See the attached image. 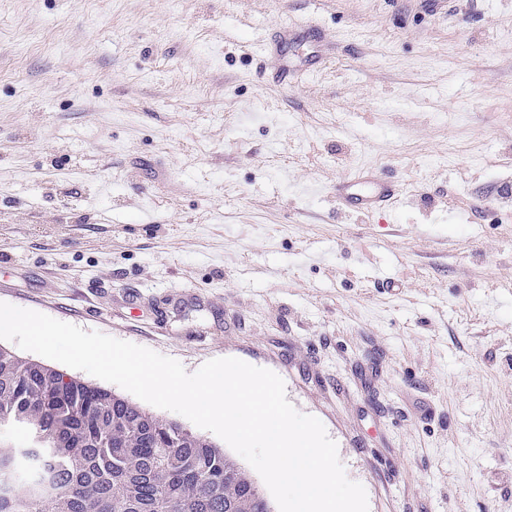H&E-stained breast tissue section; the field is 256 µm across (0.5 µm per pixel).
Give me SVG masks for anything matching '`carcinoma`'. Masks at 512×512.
<instances>
[{"mask_svg": "<svg viewBox=\"0 0 512 512\" xmlns=\"http://www.w3.org/2000/svg\"><path fill=\"white\" fill-rule=\"evenodd\" d=\"M0 512H274L223 446L0 347Z\"/></svg>", "mask_w": 512, "mask_h": 512, "instance_id": "carcinoma-1", "label": "carcinoma"}]
</instances>
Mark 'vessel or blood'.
<instances>
[{"label": "vessel or blood", "mask_w": 512, "mask_h": 512, "mask_svg": "<svg viewBox=\"0 0 512 512\" xmlns=\"http://www.w3.org/2000/svg\"><path fill=\"white\" fill-rule=\"evenodd\" d=\"M398 188L371 171H359L337 182L334 194L341 209L357 213L392 211Z\"/></svg>", "instance_id": "vessel-or-blood-1"}]
</instances>
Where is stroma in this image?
Wrapping results in <instances>:
<instances>
[{"mask_svg": "<svg viewBox=\"0 0 512 512\" xmlns=\"http://www.w3.org/2000/svg\"><path fill=\"white\" fill-rule=\"evenodd\" d=\"M506 184L512 0H0V302L274 371L369 512H512ZM397 185L371 171H359L336 183L334 194L341 209L357 213H390Z\"/></svg>", "mask_w": 512, "mask_h": 512, "instance_id": "1", "label": "stroma"}]
</instances>
